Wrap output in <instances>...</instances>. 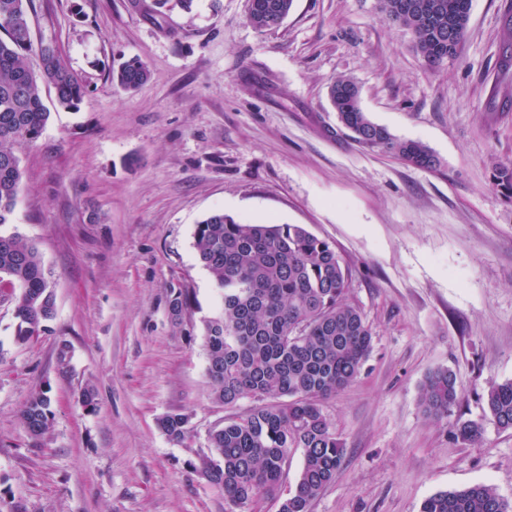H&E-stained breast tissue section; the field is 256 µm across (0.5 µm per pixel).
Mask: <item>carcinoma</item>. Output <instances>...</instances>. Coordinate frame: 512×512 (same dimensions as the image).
I'll use <instances>...</instances> for the list:
<instances>
[{"instance_id": "carcinoma-1", "label": "carcinoma", "mask_w": 512, "mask_h": 512, "mask_svg": "<svg viewBox=\"0 0 512 512\" xmlns=\"http://www.w3.org/2000/svg\"><path fill=\"white\" fill-rule=\"evenodd\" d=\"M294 0H249V21L261 31L278 28ZM470 0H378L389 21L411 32L423 66L434 71L456 56L448 49V26L462 44ZM33 0H0V226L12 223L23 179L17 148L35 141L50 112L42 86L55 89L60 105L74 107L83 86L64 64L58 48L34 39L29 23ZM150 79L137 58L112 70L125 91ZM330 100L340 124L361 146L435 170L439 158L424 143L402 140L364 112L354 82L338 77ZM493 185L512 196V163L494 167ZM200 263L222 290L224 310L204 321L206 376L213 400L234 408L249 397L254 405L224 418L208 433L209 453L193 469L224 492L225 512H252L265 498L278 499V512H311L316 498L336 480L344 448L321 402L353 383L372 349L373 333L362 311L347 301L348 271L336 251L300 224H240L215 212L196 226ZM12 286L15 340L39 336L54 314V299L37 248L15 234H0V281ZM485 409L502 431H512V380L484 393ZM462 391L447 369H436L421 385L419 402L429 420L460 406ZM51 399L33 393L21 413L29 435L49 430ZM158 429L181 443L191 435L190 417L168 413ZM482 423L458 415L454 437L467 444L482 437ZM301 467L295 489L279 488L295 450ZM420 512H512L496 488L476 483L427 497Z\"/></svg>"}]
</instances>
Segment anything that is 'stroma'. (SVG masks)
<instances>
[{
	"label": "stroma",
	"instance_id": "1",
	"mask_svg": "<svg viewBox=\"0 0 512 512\" xmlns=\"http://www.w3.org/2000/svg\"><path fill=\"white\" fill-rule=\"evenodd\" d=\"M34 0L35 39L57 46L86 92L19 150L14 220L39 251L55 313L15 340L0 300V512H224L193 469L226 411L205 374L204 322L222 295L199 263L196 225L221 211L242 224H299L347 268L348 300L372 350L358 379L322 409L344 446L312 512H419L439 491L493 484L512 505V431L482 396L512 379V199L493 186L512 162V0H472L465 40L426 70L412 36L377 0H294L278 29L248 0ZM131 58L151 78L126 92ZM352 79L365 112L440 159L424 171L355 142L328 90ZM190 305L172 318L170 304ZM452 371L480 442L419 405L431 370ZM96 392L82 407L84 387ZM51 398L45 439L20 416ZM190 416L182 443L156 426ZM150 79L146 64L137 58L123 62L112 70V81L124 91L133 92L142 88Z\"/></svg>",
	"mask_w": 512,
	"mask_h": 512
}]
</instances>
